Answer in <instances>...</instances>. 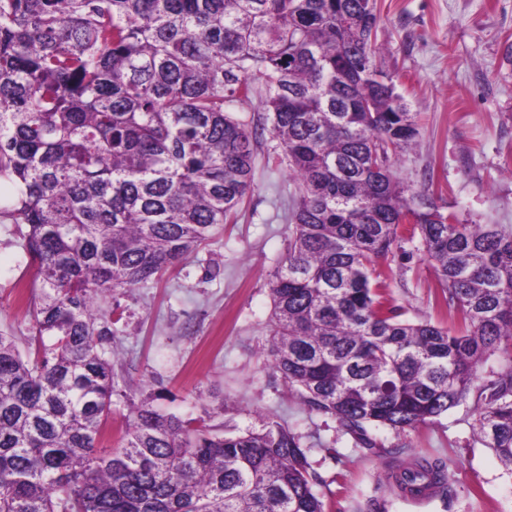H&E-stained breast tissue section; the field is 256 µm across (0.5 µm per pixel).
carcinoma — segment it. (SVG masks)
<instances>
[{
	"mask_svg": "<svg viewBox=\"0 0 512 512\" xmlns=\"http://www.w3.org/2000/svg\"><path fill=\"white\" fill-rule=\"evenodd\" d=\"M369 0H0V218L40 281L33 355L0 335V512H325L289 427L216 434L131 405L104 449L112 292L159 278L237 213L263 131L294 180L270 282L275 368L366 455L467 398L512 471V226L462 224L394 164L419 128ZM261 128L233 117L255 91ZM385 170L378 177L373 168ZM411 223L451 325L405 320L381 259ZM506 366L488 376L490 355ZM402 492H448L418 457Z\"/></svg>",
	"mask_w": 512,
	"mask_h": 512,
	"instance_id": "obj_1",
	"label": "carcinoma"
}]
</instances>
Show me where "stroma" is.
Returning <instances> with one entry per match:
<instances>
[{
	"instance_id": "obj_1",
	"label": "stroma",
	"mask_w": 512,
	"mask_h": 512,
	"mask_svg": "<svg viewBox=\"0 0 512 512\" xmlns=\"http://www.w3.org/2000/svg\"><path fill=\"white\" fill-rule=\"evenodd\" d=\"M376 12L383 68L419 115L420 142L397 160L398 176L428 186L461 223L512 225V0H376ZM274 147L268 137L258 145L253 189L234 223L159 280L113 294L123 318L107 350L117 391L112 446L121 445L131 401L157 400L220 432L258 430L272 418L310 447L326 512H367L374 500L389 512H512V474L482 444L472 401L400 434L377 431L388 452L366 456L276 372L269 288L288 245L294 182ZM26 230L0 220V332L22 351L35 290ZM392 265L390 291L406 319L447 321L420 241L404 243ZM416 455L447 459V497L396 498L387 475Z\"/></svg>"
}]
</instances>
